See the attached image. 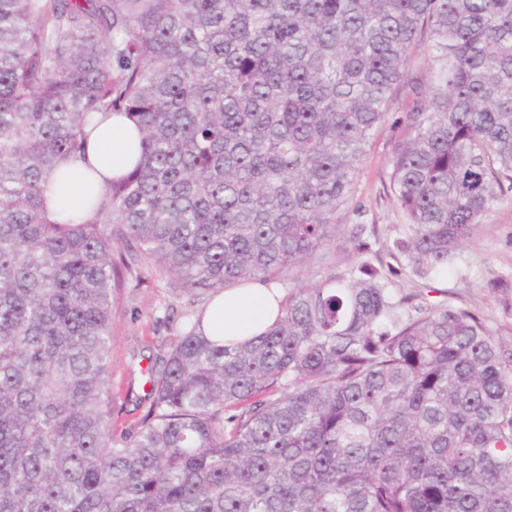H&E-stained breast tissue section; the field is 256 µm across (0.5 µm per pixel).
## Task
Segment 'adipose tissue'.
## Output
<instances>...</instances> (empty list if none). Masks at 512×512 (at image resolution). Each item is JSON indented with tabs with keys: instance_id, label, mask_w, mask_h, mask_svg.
<instances>
[{
	"instance_id": "adipose-tissue-1",
	"label": "adipose tissue",
	"mask_w": 512,
	"mask_h": 512,
	"mask_svg": "<svg viewBox=\"0 0 512 512\" xmlns=\"http://www.w3.org/2000/svg\"><path fill=\"white\" fill-rule=\"evenodd\" d=\"M86 134L84 157L60 162L59 176L49 193L51 209L65 218L85 216L89 189H102L139 159V132L124 114L97 116ZM282 299L278 289L259 281L225 289L205 312V331L227 342L251 339L275 321Z\"/></svg>"
}]
</instances>
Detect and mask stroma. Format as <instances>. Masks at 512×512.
<instances>
[{"instance_id": "1", "label": "stroma", "mask_w": 512, "mask_h": 512, "mask_svg": "<svg viewBox=\"0 0 512 512\" xmlns=\"http://www.w3.org/2000/svg\"><path fill=\"white\" fill-rule=\"evenodd\" d=\"M432 61L417 51L406 80L397 85L385 122L366 147L357 184L348 205L336 214V239L321 259L279 277L281 291L319 281L332 269L348 268L357 259L352 250L358 225H365V240L373 249L387 252L403 237L406 217L400 205L386 193L395 149L408 136L405 114L415 89L427 88ZM512 277V193L507 194L485 217L472 238L457 255L447 275L422 280L402 270L395 285L403 293L417 295L419 302H447L465 306L480 315L494 331L503 348L512 347V316L503 312L501 294L488 289L489 280ZM112 307V391L120 408L113 416L116 431L130 432L142 415L138 405L148 391L147 367L162 340L175 335L188 313L184 298L176 296L167 280L147 271L128 276L115 293Z\"/></svg>"}]
</instances>
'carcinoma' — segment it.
I'll return each mask as SVG.
<instances>
[{
    "instance_id": "cac0c4a2",
    "label": "carcinoma",
    "mask_w": 512,
    "mask_h": 512,
    "mask_svg": "<svg viewBox=\"0 0 512 512\" xmlns=\"http://www.w3.org/2000/svg\"><path fill=\"white\" fill-rule=\"evenodd\" d=\"M425 30L389 189L429 280L512 193V0H0V512H512V351L365 260L233 346L193 313L112 429L125 274L213 298L326 247ZM108 112L141 159L57 218Z\"/></svg>"
}]
</instances>
